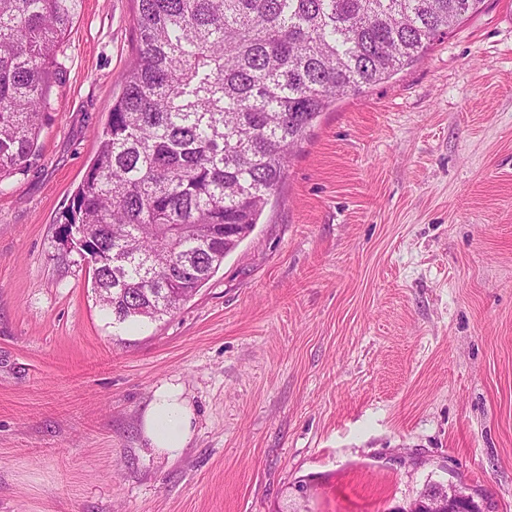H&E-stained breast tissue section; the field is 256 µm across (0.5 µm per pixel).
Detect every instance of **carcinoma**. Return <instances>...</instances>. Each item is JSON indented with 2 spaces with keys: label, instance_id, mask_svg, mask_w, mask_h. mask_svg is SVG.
<instances>
[{
  "label": "carcinoma",
  "instance_id": "cac0c4a2",
  "mask_svg": "<svg viewBox=\"0 0 512 512\" xmlns=\"http://www.w3.org/2000/svg\"><path fill=\"white\" fill-rule=\"evenodd\" d=\"M84 0H0V178L38 147ZM482 0H138L140 51L61 215L112 320L179 309L257 224L321 112Z\"/></svg>",
  "mask_w": 512,
  "mask_h": 512
}]
</instances>
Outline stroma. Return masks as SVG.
Here are the masks:
<instances>
[{"instance_id": "35a3bbf8", "label": "stroma", "mask_w": 512, "mask_h": 512, "mask_svg": "<svg viewBox=\"0 0 512 512\" xmlns=\"http://www.w3.org/2000/svg\"><path fill=\"white\" fill-rule=\"evenodd\" d=\"M136 13L85 0L0 180V512H390L430 481L512 512V0L337 99L198 292L119 325L56 232ZM171 379L173 460L140 431ZM194 414L181 383L158 385L143 413L141 430L149 448L169 459L178 457L192 438Z\"/></svg>"}]
</instances>
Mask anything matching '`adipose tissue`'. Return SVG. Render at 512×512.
Masks as SVG:
<instances>
[{
    "label": "adipose tissue",
    "instance_id": "adipose-tissue-1",
    "mask_svg": "<svg viewBox=\"0 0 512 512\" xmlns=\"http://www.w3.org/2000/svg\"><path fill=\"white\" fill-rule=\"evenodd\" d=\"M193 411L181 383L158 385L143 413L141 430L150 448L167 458L178 457L193 435Z\"/></svg>",
    "mask_w": 512,
    "mask_h": 512
}]
</instances>
